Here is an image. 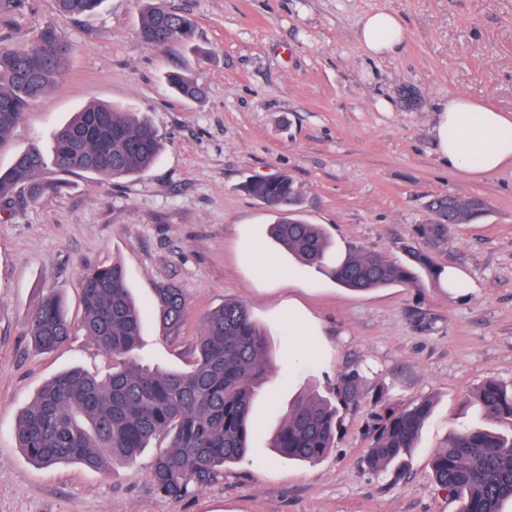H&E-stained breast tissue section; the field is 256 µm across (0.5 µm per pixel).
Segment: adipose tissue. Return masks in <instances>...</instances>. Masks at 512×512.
Wrapping results in <instances>:
<instances>
[{"mask_svg": "<svg viewBox=\"0 0 512 512\" xmlns=\"http://www.w3.org/2000/svg\"><path fill=\"white\" fill-rule=\"evenodd\" d=\"M404 39L397 14L376 10L363 16L359 42L368 57L393 55ZM432 133L440 160L453 172L479 178L512 166V116L471 97L441 103Z\"/></svg>", "mask_w": 512, "mask_h": 512, "instance_id": "obj_1", "label": "adipose tissue"}]
</instances>
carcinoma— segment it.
Here are the masks:
<instances>
[{"label":"carcinoma","mask_w":512,"mask_h":512,"mask_svg":"<svg viewBox=\"0 0 512 512\" xmlns=\"http://www.w3.org/2000/svg\"><path fill=\"white\" fill-rule=\"evenodd\" d=\"M103 0H55L57 10L71 17L96 13ZM194 17L169 8L164 0H145L140 24L142 41L151 46L193 42ZM74 46L51 24L37 29L23 43L0 38V149L26 115L64 74ZM165 81L187 101L204 96L190 73L172 70ZM163 149L161 135L138 112L109 104H93L56 128L50 151L38 144L12 155L0 168V206L59 193L63 175L99 179L131 178L149 171ZM51 169L56 178H45ZM244 188L278 215L271 235L304 263L325 267L331 242L317 224L298 215L299 193L286 175L252 179ZM437 215L420 227L421 237L438 248L453 224H468L485 213L468 197L439 196L429 204ZM408 260L398 263L381 254L350 251L327 269L336 283L353 290L413 285L424 270L440 282L443 268L412 245ZM83 315L78 327L100 350L119 360L112 374L100 379L80 368L47 381L22 409L14 431L18 448L34 463L49 467L77 463L103 471L113 463L136 460L156 438L166 449L152 460L155 489L181 500L224 476V468L248 456L253 438L254 398L267 382L268 338L237 303L206 314L190 348L185 370L162 371L138 360L144 311L132 296L123 267L114 263L86 269L80 277ZM153 315L172 334L186 316L183 289L164 283L149 300ZM73 325L62 299L47 294L31 314L28 334L35 349L52 351L64 344ZM363 376L341 374L328 395L316 391L298 397L283 414L271 448L280 456L317 463L335 447L342 410L357 402ZM482 415L512 419V385L488 379L472 396ZM373 437L367 465L377 471L403 469L417 445L432 402L420 400L397 408L388 391L377 389ZM432 479L441 492L458 502L457 512H504L512 503V432L479 424L453 429L431 457Z\"/></svg>","instance_id":"1"}]
</instances>
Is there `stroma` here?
Wrapping results in <instances>:
<instances>
[{"instance_id": "obj_1", "label": "stroma", "mask_w": 512, "mask_h": 512, "mask_svg": "<svg viewBox=\"0 0 512 512\" xmlns=\"http://www.w3.org/2000/svg\"><path fill=\"white\" fill-rule=\"evenodd\" d=\"M197 22L190 46L145 45L142 0H105L71 18L53 0H24L0 38L26 41L50 22L75 46L63 78L34 101L0 153L51 134L97 103L142 113L163 137L160 162L119 181L72 175L58 195L0 208V512H456L437 490L429 461L449 432L480 422L464 399L484 380L512 382V167L482 179L454 174L431 135L437 106L458 94L512 114V0H167ZM400 15L405 42L373 59L359 45L362 17ZM188 70L205 88L184 102L163 76ZM391 103L387 112L377 103ZM288 175L299 215L321 225L339 252L404 260L422 245L419 226L437 196H477L486 215L451 227L433 257L463 270L460 296L420 275L417 284L355 292L301 265L268 237L276 213L248 196L246 180ZM121 263L135 296L172 281L189 303L175 339L145 316L139 356L184 369L201 317L244 305L269 338L273 374L255 401L258 432L248 457L223 478L175 502L153 486L146 449L101 473L78 464L43 468L13 438L22 408L74 366L108 376L115 362L75 332L39 353L26 334L43 294L59 293L72 321L82 305L83 267ZM310 316L298 335L289 309ZM363 375L332 451L299 465L273 454L269 438L289 401L314 385L329 391ZM397 406L429 398L434 409L405 470L377 473L363 458L374 427V388Z\"/></svg>"}]
</instances>
